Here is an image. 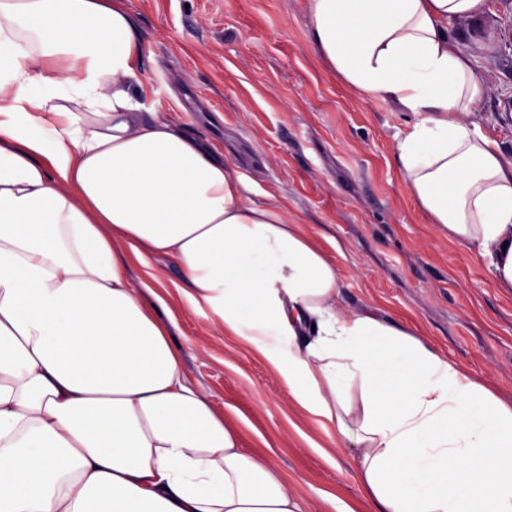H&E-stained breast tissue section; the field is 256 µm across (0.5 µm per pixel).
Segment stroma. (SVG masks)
Masks as SVG:
<instances>
[{"label":"stroma","instance_id":"obj_1","mask_svg":"<svg viewBox=\"0 0 512 512\" xmlns=\"http://www.w3.org/2000/svg\"><path fill=\"white\" fill-rule=\"evenodd\" d=\"M449 23L489 91L473 118L512 159V0ZM148 52L145 108L224 150L333 258L344 303L427 337L450 361L512 394V293L482 258L449 239L407 191L396 143L412 117L359 97L307 38L306 0H124ZM167 319L192 383L268 456L305 512L357 506L351 452L290 404L268 367L207 327L177 293Z\"/></svg>","mask_w":512,"mask_h":512}]
</instances>
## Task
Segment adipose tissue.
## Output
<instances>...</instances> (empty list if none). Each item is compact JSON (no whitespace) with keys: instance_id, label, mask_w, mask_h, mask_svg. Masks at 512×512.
I'll use <instances>...</instances> for the list:
<instances>
[{"instance_id":"obj_1","label":"adipose tissue","mask_w":512,"mask_h":512,"mask_svg":"<svg viewBox=\"0 0 512 512\" xmlns=\"http://www.w3.org/2000/svg\"><path fill=\"white\" fill-rule=\"evenodd\" d=\"M487 0H309L316 54L411 113L395 147L432 223L512 292V160L452 21ZM123 0H0V512H304L191 383L125 257L179 268L195 313L351 449L371 512H512V399L341 300L335 262L239 166L145 117Z\"/></svg>"}]
</instances>
